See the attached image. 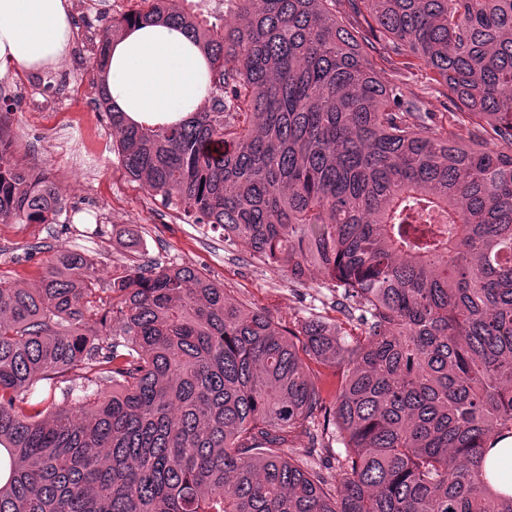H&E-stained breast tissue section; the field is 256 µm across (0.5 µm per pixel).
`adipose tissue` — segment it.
I'll return each mask as SVG.
<instances>
[{
    "mask_svg": "<svg viewBox=\"0 0 512 512\" xmlns=\"http://www.w3.org/2000/svg\"><path fill=\"white\" fill-rule=\"evenodd\" d=\"M70 0H0V68L60 67L72 49ZM106 85L128 122L167 126L195 112L209 90V63L197 44L164 19L129 27L110 44ZM488 482L512 496V437L485 454Z\"/></svg>",
    "mask_w": 512,
    "mask_h": 512,
    "instance_id": "obj_1",
    "label": "adipose tissue"
}]
</instances>
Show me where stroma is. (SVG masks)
<instances>
[{"mask_svg": "<svg viewBox=\"0 0 512 512\" xmlns=\"http://www.w3.org/2000/svg\"><path fill=\"white\" fill-rule=\"evenodd\" d=\"M384 55L379 45L369 52L382 78L402 86L421 111L444 123L445 86L424 66L406 68ZM59 72L46 70L34 80L12 68L0 71V131L20 164L51 170L72 206L52 224H0V274L18 287L34 288L44 260L70 251L91 257L105 284L135 265L189 263L229 288L230 299L264 310L276 323L296 330L321 315L355 333L318 269H311L304 284L289 285L279 268L260 264L243 246L228 245L208 225L184 223L150 196L112 150V127L97 105L96 81L86 78L82 91L64 96L57 87ZM34 98L58 103L59 109L33 111Z\"/></svg>", "mask_w": 512, "mask_h": 512, "instance_id": "obj_1", "label": "stroma"}]
</instances>
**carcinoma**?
I'll return each instance as SVG.
<instances>
[{
  "label": "carcinoma",
  "instance_id": "cac0c4a2",
  "mask_svg": "<svg viewBox=\"0 0 512 512\" xmlns=\"http://www.w3.org/2000/svg\"><path fill=\"white\" fill-rule=\"evenodd\" d=\"M165 18L211 60L179 124L112 123L153 196L300 284L319 267L361 333L298 331L186 264L102 288L81 253L40 284L0 275V512H512L483 474L512 434V0H227L220 24ZM447 88L448 124L412 111L367 35ZM67 201L0 136V224H53ZM330 368L328 399L309 362ZM344 448L340 486L289 447Z\"/></svg>",
  "mask_w": 512,
  "mask_h": 512
}]
</instances>
